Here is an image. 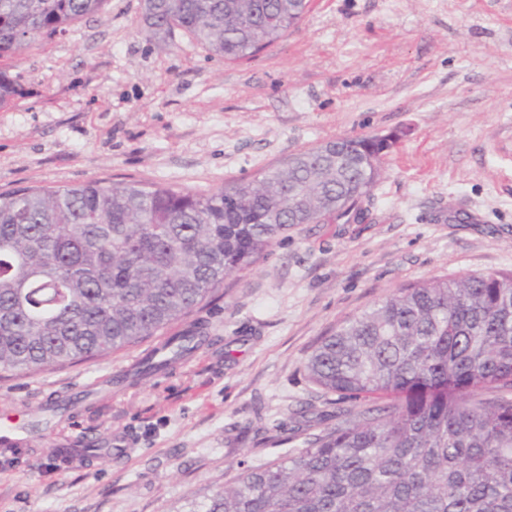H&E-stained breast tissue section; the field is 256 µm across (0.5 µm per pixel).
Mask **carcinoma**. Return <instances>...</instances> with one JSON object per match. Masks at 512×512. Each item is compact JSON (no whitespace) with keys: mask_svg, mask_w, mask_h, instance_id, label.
<instances>
[{"mask_svg":"<svg viewBox=\"0 0 512 512\" xmlns=\"http://www.w3.org/2000/svg\"><path fill=\"white\" fill-rule=\"evenodd\" d=\"M106 0H0V58L103 12ZM307 0H145L230 63L283 38ZM21 93L0 70V106ZM368 137L291 156L209 194L141 182L0 193V372L104 358L189 315L298 224L349 223L380 177ZM165 367L195 347L168 342ZM336 424L288 458L243 467L187 512H512V272L404 285L346 317L305 363Z\"/></svg>","mask_w":512,"mask_h":512,"instance_id":"1","label":"carcinoma"}]
</instances>
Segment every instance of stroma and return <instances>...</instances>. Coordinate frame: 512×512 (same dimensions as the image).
<instances>
[{
    "mask_svg": "<svg viewBox=\"0 0 512 512\" xmlns=\"http://www.w3.org/2000/svg\"><path fill=\"white\" fill-rule=\"evenodd\" d=\"M143 0L9 65L0 192L88 180L208 194L339 138L404 128L358 221L302 224L170 324L197 350L171 369L76 387L135 365L148 337L103 359L0 375V412L64 403L71 433L127 435L132 454L61 468L48 438L0 450V512H179L239 465L288 458L336 422L305 362L324 336L404 284L512 270V0H310L288 35L227 63L182 31L151 37Z\"/></svg>",
    "mask_w": 512,
    "mask_h": 512,
    "instance_id": "1",
    "label": "stroma"
}]
</instances>
